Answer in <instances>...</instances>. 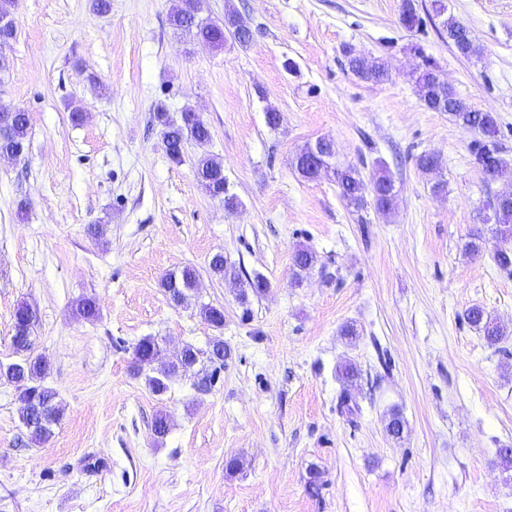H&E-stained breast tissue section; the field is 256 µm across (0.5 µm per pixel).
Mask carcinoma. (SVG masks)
<instances>
[{
	"label": "carcinoma",
	"instance_id": "1",
	"mask_svg": "<svg viewBox=\"0 0 512 512\" xmlns=\"http://www.w3.org/2000/svg\"><path fill=\"white\" fill-rule=\"evenodd\" d=\"M14 0H0V84L10 75V60L6 55L7 48L16 38L17 30L11 18ZM201 0H177L172 7L170 20L181 33L210 43L216 48L224 45L225 33L239 36L238 44L246 46L252 41L249 23L236 11L224 13V23L209 22L200 16ZM422 22L417 9L416 0H402L400 23L408 28L419 27ZM448 43L458 55L471 58L480 54V48L469 35V29L452 17L442 23ZM349 69L360 79L381 83L388 80L389 74L385 63L368 61L354 49L346 51ZM416 87L421 102L431 111L447 112L461 127L476 130L480 138L472 141L470 150L475 163L485 177V182H495L504 178H512V167L501 157L499 143L500 128L496 116L491 112H483L466 100L460 98L448 81L442 76L439 68L430 59H423L416 76ZM154 119L161 127V143L168 158L176 163L183 161L186 144H194L198 152L193 164V175L202 189L211 198L216 199L228 208L238 205V198L228 193L224 165L207 150L211 141L209 128L197 120L194 111L185 108L180 117L170 115L167 109L159 105L154 112ZM29 117L26 112L0 109V154L12 153L23 156L28 145ZM332 173L339 191L340 198L347 206L360 209L366 203V193H371L377 210H391L395 200V185L387 167L380 163L370 182H365L359 171L353 166L334 167ZM492 210L490 219L497 225V244L494 246L493 259L500 270L512 273V198H495L489 203ZM315 262L314 252L306 246H300L294 254L296 275L310 269ZM210 270L223 278H238L235 267L228 263L224 254L218 252L208 262ZM197 270L186 266L178 272L167 274L161 281L168 300L176 306L191 305V290L197 279ZM268 288V282L260 275L247 280V285L240 289L238 302L243 308V315H248L250 297L262 295ZM29 305L17 307L11 335V346L14 353L22 356L21 361L0 367V379L4 378L15 383L19 393V420L29 431L32 440L41 442L52 434V426L64 413V408L57 401L56 393L43 384L48 364L43 356L34 354V341L26 336ZM76 312L86 320H94L99 314V304L94 298H84L77 303ZM200 317L214 328L224 326V308L210 304L199 307ZM465 320L475 329L483 333L490 346L497 345L504 336L503 328L480 305H474L465 312ZM159 352V341L153 336H145L133 347V375H145L147 367L153 364ZM232 357L231 348L224 344V339L216 336L209 342V348L202 350L192 345L183 348L175 359L154 375H146V384L157 396L168 390L171 378L199 368V383L211 388L219 380L224 362ZM360 372L351 362L339 368L342 388L338 396L337 409L340 413L353 415L358 410L355 397L350 386L358 379Z\"/></svg>",
	"mask_w": 512,
	"mask_h": 512
}]
</instances>
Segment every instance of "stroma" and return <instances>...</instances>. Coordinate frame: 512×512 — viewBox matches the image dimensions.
<instances>
[{"instance_id": "obj_1", "label": "stroma", "mask_w": 512, "mask_h": 512, "mask_svg": "<svg viewBox=\"0 0 512 512\" xmlns=\"http://www.w3.org/2000/svg\"><path fill=\"white\" fill-rule=\"evenodd\" d=\"M445 2L480 56L449 46L433 0H418L412 31L401 0H203V17L232 8L252 27L250 45L220 48L174 31L173 0H111L105 14L92 0H16L0 108L27 112L30 130L23 159L0 158V364L17 360L13 314L28 304L64 415L32 442L18 388L0 381V512H512V470L496 464L512 448V274L494 240L464 252L471 230L492 231L485 201L512 180L486 183L473 132L415 86L431 58L460 97L497 114L512 164V0ZM349 46L386 61L388 80L354 75ZM160 104L208 126L236 210L195 180L194 145L182 163L167 157ZM321 138L363 179L387 165L390 213L347 207L332 176L298 174L295 153ZM424 152L440 155L438 175L416 167ZM302 244L317 260L298 282ZM217 252L267 279L249 310L238 283L210 273ZM186 265L198 303L223 306L221 329L167 299L162 276ZM84 297L97 319L75 315ZM475 304L504 327L500 347L466 323ZM216 335L232 357L209 391L186 376L158 396L131 374L142 337L162 338L165 363ZM347 360L361 371L351 418L336 409ZM394 408L399 439L386 431ZM233 458L243 466L230 472Z\"/></svg>"}]
</instances>
